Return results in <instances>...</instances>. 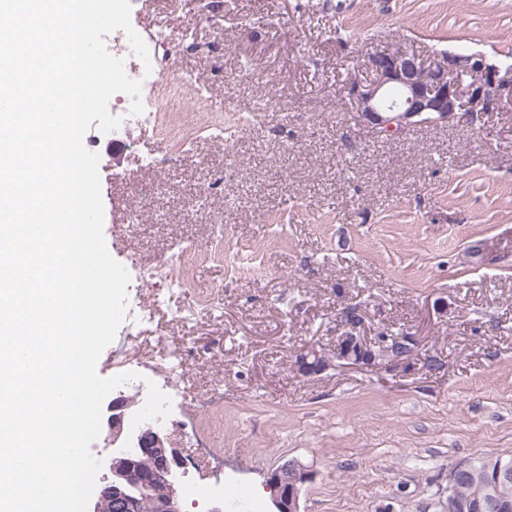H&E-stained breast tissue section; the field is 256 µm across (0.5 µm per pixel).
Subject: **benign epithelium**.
<instances>
[{"instance_id": "1", "label": "benign epithelium", "mask_w": 512, "mask_h": 512, "mask_svg": "<svg viewBox=\"0 0 512 512\" xmlns=\"http://www.w3.org/2000/svg\"><path fill=\"white\" fill-rule=\"evenodd\" d=\"M372 79L349 82L355 120L385 135H395L418 124L448 125L460 112H491L505 101L512 103V66L502 70L478 52H453L444 60L428 62L401 45L368 56ZM415 341L409 335L379 338L367 335L363 319L355 317L336 337V352L328 357L314 347L301 351L297 371L316 375L331 363L342 368L372 367L406 360ZM138 402L120 395L106 407L110 452L102 457L103 476L89 512H140L146 499L154 512H181L180 478L186 462L168 448L164 429L152 421L136 428L128 414ZM492 472L484 492L461 495L460 484L473 476L468 462L448 470V512H512V462L487 465ZM310 472L297 461H287L268 479L277 512H299L298 500Z\"/></svg>"}]
</instances>
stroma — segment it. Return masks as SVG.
<instances>
[{
	"label": "stroma",
	"mask_w": 512,
	"mask_h": 512,
	"mask_svg": "<svg viewBox=\"0 0 512 512\" xmlns=\"http://www.w3.org/2000/svg\"><path fill=\"white\" fill-rule=\"evenodd\" d=\"M131 22L185 40L161 48L193 77L183 106L224 137L146 169L155 128L85 134L109 252L148 270L143 305L168 291L98 373H136L133 396L181 356L167 431L188 486L222 471L272 512L267 477L295 460L300 512H445L450 467L512 453V105L386 136L353 120L348 81L397 43L512 64V0H136ZM219 237L234 263L159 264ZM347 307L372 334H412V355L297 373L304 348L333 353Z\"/></svg>",
	"instance_id": "stroma-1"
}]
</instances>
